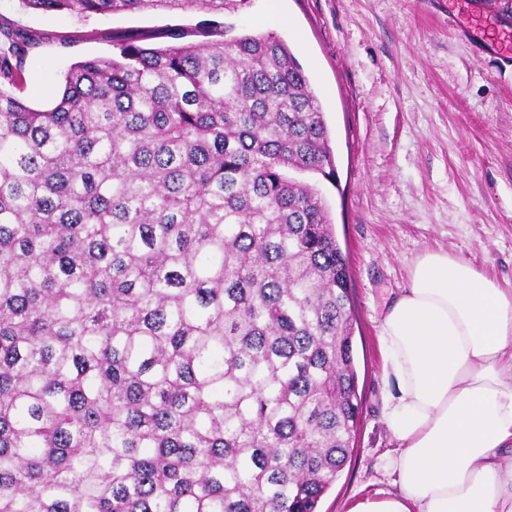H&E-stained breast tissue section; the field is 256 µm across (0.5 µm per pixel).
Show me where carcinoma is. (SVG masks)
Here are the masks:
<instances>
[{"instance_id": "carcinoma-1", "label": "carcinoma", "mask_w": 512, "mask_h": 512, "mask_svg": "<svg viewBox=\"0 0 512 512\" xmlns=\"http://www.w3.org/2000/svg\"><path fill=\"white\" fill-rule=\"evenodd\" d=\"M249 0H21L212 16L217 39L72 64L15 94L0 27V512H318L361 415L318 99Z\"/></svg>"}]
</instances>
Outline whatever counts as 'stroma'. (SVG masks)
<instances>
[{
  "label": "stroma",
  "mask_w": 512,
  "mask_h": 512,
  "mask_svg": "<svg viewBox=\"0 0 512 512\" xmlns=\"http://www.w3.org/2000/svg\"><path fill=\"white\" fill-rule=\"evenodd\" d=\"M204 20L144 11L79 21L0 0V23L40 37L19 92L39 109L54 103L72 63L112 55L113 37L196 41ZM229 21L287 44L329 131L336 181L319 188L351 273L362 414L352 459L319 509L347 512L360 495L393 490L382 471L397 445L383 418L393 382L378 325L412 261L443 249L512 286V62L480 33L453 32L448 0H249Z\"/></svg>",
  "instance_id": "obj_1"
}]
</instances>
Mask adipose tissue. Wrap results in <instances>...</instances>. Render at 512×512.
Here are the masks:
<instances>
[{"instance_id": "obj_1", "label": "adipose tissue", "mask_w": 512, "mask_h": 512, "mask_svg": "<svg viewBox=\"0 0 512 512\" xmlns=\"http://www.w3.org/2000/svg\"><path fill=\"white\" fill-rule=\"evenodd\" d=\"M394 487L347 512H512V289L428 250L379 322Z\"/></svg>"}]
</instances>
